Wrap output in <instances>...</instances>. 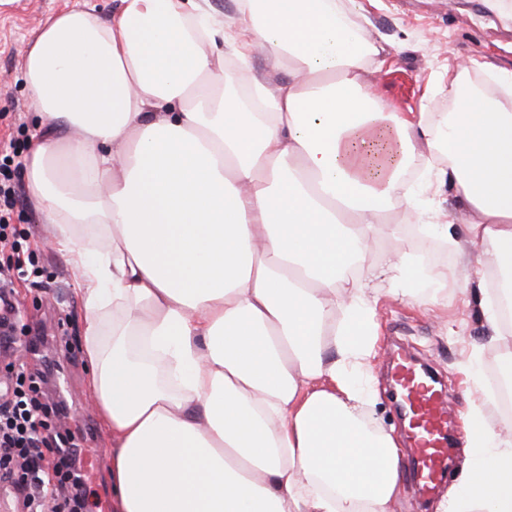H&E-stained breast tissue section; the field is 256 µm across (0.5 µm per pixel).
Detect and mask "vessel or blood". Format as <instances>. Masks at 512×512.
<instances>
[{
  "label": "vessel or blood",
  "mask_w": 512,
  "mask_h": 512,
  "mask_svg": "<svg viewBox=\"0 0 512 512\" xmlns=\"http://www.w3.org/2000/svg\"><path fill=\"white\" fill-rule=\"evenodd\" d=\"M392 397L409 423L405 430L413 460L412 478L421 496L433 494L448 478L450 465L448 394L429 378L428 367L403 350L390 353Z\"/></svg>",
  "instance_id": "1"
}]
</instances>
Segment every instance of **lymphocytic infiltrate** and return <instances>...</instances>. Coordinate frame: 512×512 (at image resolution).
Instances as JSON below:
<instances>
[{
	"mask_svg": "<svg viewBox=\"0 0 512 512\" xmlns=\"http://www.w3.org/2000/svg\"><path fill=\"white\" fill-rule=\"evenodd\" d=\"M19 235L18 229L0 224V352L6 354L16 352L19 342L14 284L27 275ZM5 369L14 387L0 397V481L22 493L25 512H90L82 450L69 429L56 425L66 417V405L46 397L45 373L22 363H7Z\"/></svg>",
	"mask_w": 512,
	"mask_h": 512,
	"instance_id": "lymphocytic-infiltrate-1",
	"label": "lymphocytic infiltrate"
}]
</instances>
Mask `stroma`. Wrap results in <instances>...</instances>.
Segmentation results:
<instances>
[{"instance_id":"obj_1","label":"stroma","mask_w":512,"mask_h":512,"mask_svg":"<svg viewBox=\"0 0 512 512\" xmlns=\"http://www.w3.org/2000/svg\"><path fill=\"white\" fill-rule=\"evenodd\" d=\"M359 2L361 9L354 22L388 50L385 64L373 71L371 80L398 111H415L422 105L431 112L448 111V96L440 88L448 83L450 65L476 60L512 70V11L503 14L490 9L487 0ZM74 6L108 21L118 3L0 0V145L10 146L7 165L17 199L9 222L25 232L22 249L34 269L31 282L17 284L15 304L22 323L44 338L38 352L21 349L16 358L30 368L51 367L44 389L66 403L67 424L78 432L81 447L97 449L94 472L87 483L99 502L108 505L112 502V480L107 450L112 446V435L87 393L82 292L61 254L46 245L53 228L32 208L23 170L38 117L29 106L22 47L49 17ZM383 222L387 228L396 229L400 245L410 256L425 257L440 267L456 265L453 250L416 238L402 216L389 213ZM379 293L381 336L370 381L378 400L369 409L372 420L387 430H403L385 376L389 353L399 343L443 378L456 416H463L472 400L461 365L473 347L482 349L483 393H497V351L488 343L483 322L467 308L465 296L457 289H449L447 309L436 313L404 305L389 295L387 284H380Z\"/></svg>"}]
</instances>
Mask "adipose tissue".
<instances>
[{
  "label": "adipose tissue",
  "instance_id": "adipose-tissue-1",
  "mask_svg": "<svg viewBox=\"0 0 512 512\" xmlns=\"http://www.w3.org/2000/svg\"><path fill=\"white\" fill-rule=\"evenodd\" d=\"M355 7L237 0L228 37L208 0H120L108 22L50 18L24 49L28 196L84 287L116 512H389L399 448L363 382L376 280L427 311L459 288L512 385V103L462 93L459 73L453 111H395ZM419 168L466 216L461 236L435 210L412 227L460 256L431 293L399 246L363 263ZM489 409L465 417L449 512H512V424Z\"/></svg>",
  "mask_w": 512,
  "mask_h": 512
}]
</instances>
